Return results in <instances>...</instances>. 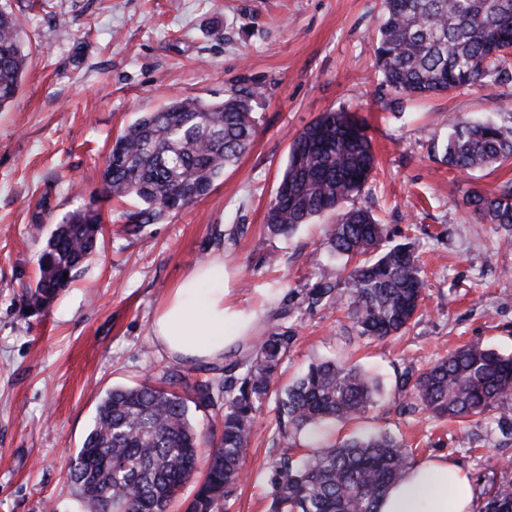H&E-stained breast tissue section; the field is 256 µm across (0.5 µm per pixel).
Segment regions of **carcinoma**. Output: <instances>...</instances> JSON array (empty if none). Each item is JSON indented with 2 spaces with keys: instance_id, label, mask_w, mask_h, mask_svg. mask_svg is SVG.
I'll return each mask as SVG.
<instances>
[{
  "instance_id": "1",
  "label": "carcinoma",
  "mask_w": 512,
  "mask_h": 512,
  "mask_svg": "<svg viewBox=\"0 0 512 512\" xmlns=\"http://www.w3.org/2000/svg\"><path fill=\"white\" fill-rule=\"evenodd\" d=\"M375 49L380 84L400 96L453 93L512 81V0H382ZM23 30L0 10V110L18 93L27 68ZM254 94L220 100L172 97L157 112L142 113L114 140L102 181L106 196L132 200L121 218L136 232L207 195L235 165L256 131ZM436 151L463 172L512 158V130L490 122L448 119ZM368 127L357 113L325 112L299 132L266 214L269 231L291 235L331 214L328 243L344 261V287L322 275L306 292L309 305L348 309L360 335L382 339L406 332L423 316L425 280L408 243L385 246L387 225L360 195L374 170ZM464 204L483 224H499L512 245V181L493 191L468 190ZM102 216L87 205L64 214L38 258L39 277L25 294L34 309L47 307L97 252ZM296 336L279 322L247 349L224 356V376L196 380L184 396L163 385L114 388L97 407L94 424L72 462L69 481L90 512H167L204 460L205 476L185 512H226L245 478L244 448L257 412L275 398V432L282 447L302 448L318 427L360 418L375 402L378 383L355 363L317 361L293 383L276 388L277 372ZM407 409L465 422L494 411L512 417V356L476 342L399 376ZM224 399L218 444L204 439L188 403ZM412 452L388 433L351 436L308 450L301 461L284 453L275 461V493L268 512H378L388 488L405 475ZM484 512H512V477L499 483Z\"/></svg>"
}]
</instances>
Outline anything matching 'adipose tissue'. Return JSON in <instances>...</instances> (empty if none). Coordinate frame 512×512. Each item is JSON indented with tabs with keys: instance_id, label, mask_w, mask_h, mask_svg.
<instances>
[{
	"instance_id": "obj_1",
	"label": "adipose tissue",
	"mask_w": 512,
	"mask_h": 512,
	"mask_svg": "<svg viewBox=\"0 0 512 512\" xmlns=\"http://www.w3.org/2000/svg\"><path fill=\"white\" fill-rule=\"evenodd\" d=\"M259 324L255 311L228 300L224 257L215 255L193 269L173 289L154 318L153 342L167 356L220 362L226 351L248 346ZM469 476L445 459L415 463L391 487L379 512H473Z\"/></svg>"
}]
</instances>
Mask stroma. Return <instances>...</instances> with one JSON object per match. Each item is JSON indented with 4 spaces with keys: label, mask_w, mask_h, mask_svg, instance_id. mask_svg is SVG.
<instances>
[{
    "label": "stroma",
    "mask_w": 512,
    "mask_h": 512,
    "mask_svg": "<svg viewBox=\"0 0 512 512\" xmlns=\"http://www.w3.org/2000/svg\"><path fill=\"white\" fill-rule=\"evenodd\" d=\"M0 0L25 32L27 74L0 111V512H87L71 487V462L115 387L154 383L179 370L208 378L205 364L176 360L152 341L168 293L212 255L224 257L234 302L259 311L262 329L289 308L297 341L281 365L288 384L311 362L346 357L381 387L361 420L331 424L330 438L377 430L411 446L415 460L442 458L470 477L476 505L512 461V436L496 417L465 424L404 411L396 379L457 347L479 342L512 353V247L479 223L467 190L512 180V161L469 177L434 154L448 117L512 128V84L395 101L375 75L382 0ZM254 93V140L210 193L137 233L121 232L102 172L115 138L169 96L219 100ZM365 117L376 156L355 205L391 238L414 243L428 287L424 317L406 334L359 336L346 311L308 307L328 255L330 216L289 238L265 216L294 136L321 114ZM100 198L106 219L97 255L52 305L27 312L24 288L54 224ZM274 401L261 409L244 453L247 481L230 512H267L274 490Z\"/></svg>",
    "instance_id": "stroma-1"
}]
</instances>
